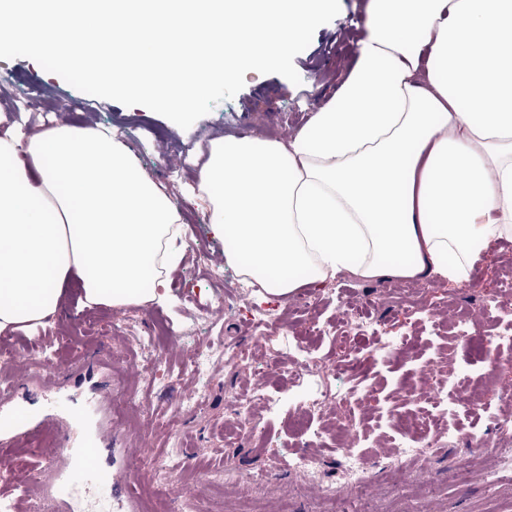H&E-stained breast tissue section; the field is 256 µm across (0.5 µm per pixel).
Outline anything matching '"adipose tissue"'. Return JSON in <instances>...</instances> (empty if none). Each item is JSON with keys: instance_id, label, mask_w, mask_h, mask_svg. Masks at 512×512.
Returning <instances> with one entry per match:
<instances>
[{"instance_id": "1", "label": "adipose tissue", "mask_w": 512, "mask_h": 512, "mask_svg": "<svg viewBox=\"0 0 512 512\" xmlns=\"http://www.w3.org/2000/svg\"><path fill=\"white\" fill-rule=\"evenodd\" d=\"M194 194L226 256L287 297L313 283H468L512 241V0H373L357 60L284 142L212 141ZM177 206L111 128L0 114V332L44 324L64 285L164 303Z\"/></svg>"}]
</instances>
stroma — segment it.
I'll return each instance as SVG.
<instances>
[{
	"label": "stroma",
	"mask_w": 512,
	"mask_h": 512,
	"mask_svg": "<svg viewBox=\"0 0 512 512\" xmlns=\"http://www.w3.org/2000/svg\"><path fill=\"white\" fill-rule=\"evenodd\" d=\"M369 0H340V12L320 26L310 45L294 59L301 78L292 84L277 74L254 71L245 75V85L233 98L216 104L190 128L183 129L166 117L143 106H126L117 101L81 92L60 76L45 71L27 57L0 59V108L9 117L29 118L25 89L38 91L51 106L50 121L91 127L103 124L125 131L128 146L144 171L162 185L172 201L183 210L184 258L170 273L166 304L140 306H92L82 304L77 289H69L58 315L46 327L28 332L0 333V359L28 351L35 357L56 352L54 366L25 368L31 376L28 411L53 419L49 448L59 447L62 436L80 441L87 428L75 419L78 407L105 381L112 384L109 415L117 423L121 438L131 445H146L149 454L173 457L172 479L188 489L197 512H238V500L262 498L264 512H279L283 501L297 512H319L315 499L303 496L299 481L286 460H272L271 446L284 444L289 451L307 448L305 434L309 419L300 403L290 402L273 414L261 413L264 440L248 437L232 419L235 399L257 385L282 393L296 390L287 352H280L281 365L259 378L240 375L233 367L216 362L212 367L206 404L197 414H173L172 394L158 390L147 393L150 421L131 425L124 422L121 408L135 387L137 361L130 341L150 335L157 321H166L171 335L199 330L202 340L215 339L249 346L259 357L269 356L272 340L256 335L248 323H239L225 313L231 295L213 282L208 271L226 266L223 240L214 237L206 209L193 204L183 194L193 185L211 140L243 137L260 126L270 141H283L303 127L321 99L333 94L352 66L356 45L362 37ZM163 130L167 141L192 148L191 165L169 171L168 158L150 134ZM512 270V241L492 246L473 277V286H449L447 281L430 279L422 284V294L408 299L401 292L402 280L364 282L340 276L322 284H311L305 272H297L299 292L314 293L313 309L294 308L285 317L293 331L301 333L303 345L326 363L336 361L331 338L305 334L310 322L327 331L342 328L353 307L363 308L376 322L374 333L355 341V354L346 369L337 371L336 383L349 387L356 383L372 391L368 401H351L343 416L328 414V422L350 424L368 437L396 435L406 423L427 413L430 401L424 392L422 375L440 360H448L454 374L446 383L448 391L464 390L476 400L477 416H447V423L492 438L490 420L512 405L500 396L502 387L512 388V312L499 309L495 291L505 272ZM474 318L469 339L453 334L458 316ZM384 336H403L408 351L391 355L380 348ZM418 390L417 399H406L400 388ZM41 430L12 440L10 451L0 459V494L19 481L42 477L43 460L49 448H41ZM472 462L486 467L494 461L487 448L461 442L445 447L418 465L412 474L393 483L381 512H512V473L504 474L495 489L479 484L461 485L448 479L450 466ZM242 473L255 474L278 466L281 474L264 490H221L195 482L187 472L193 464L213 472L225 464Z\"/></svg>",
	"instance_id": "1"
}]
</instances>
